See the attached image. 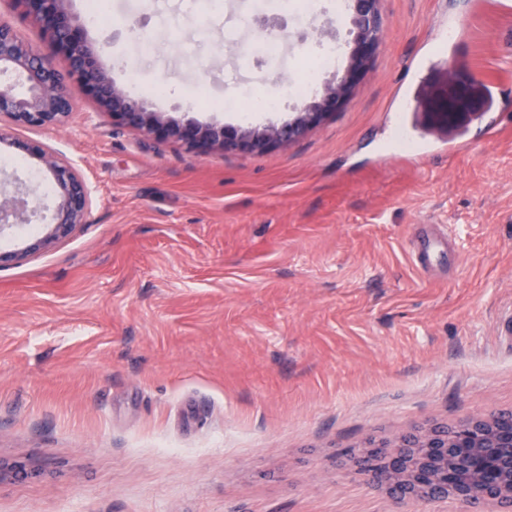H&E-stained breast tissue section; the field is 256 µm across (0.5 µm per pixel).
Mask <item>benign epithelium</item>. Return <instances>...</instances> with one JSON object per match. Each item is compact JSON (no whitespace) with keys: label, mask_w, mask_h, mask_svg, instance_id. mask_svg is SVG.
<instances>
[{"label":"benign epithelium","mask_w":512,"mask_h":512,"mask_svg":"<svg viewBox=\"0 0 512 512\" xmlns=\"http://www.w3.org/2000/svg\"><path fill=\"white\" fill-rule=\"evenodd\" d=\"M67 0H11L48 38L45 54L0 19V122L10 127H54L75 108L70 85L78 87L112 125L136 130L200 153L238 152L258 155L293 143L342 110L367 75L382 40L380 0H353L348 60L336 80L319 97L302 104L294 117L279 126H217L194 120L179 122L136 101L114 84L99 65L83 26L68 13ZM23 86L25 93L16 92ZM435 116L446 127H458L483 111L474 79L448 69L444 95L432 100ZM18 147L49 174L53 205L46 206L20 182L0 193V232L17 224H41L43 235L21 252H1L0 268L28 253L70 237L87 223L91 189L69 164L36 143ZM360 469L384 484L403 501L459 500L476 512H512V427L472 415L454 426L435 427L405 439L393 454L372 446L358 459Z\"/></svg>","instance_id":"7a95c632"}]
</instances>
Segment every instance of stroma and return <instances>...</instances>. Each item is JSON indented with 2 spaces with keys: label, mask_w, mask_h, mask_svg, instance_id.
Instances as JSON below:
<instances>
[{
  "label": "stroma",
  "mask_w": 512,
  "mask_h": 512,
  "mask_svg": "<svg viewBox=\"0 0 512 512\" xmlns=\"http://www.w3.org/2000/svg\"><path fill=\"white\" fill-rule=\"evenodd\" d=\"M383 40L347 107L262 155L203 154L114 127L88 99L64 125L8 130L0 180L49 185L37 142L92 190L88 224L0 269V512H465L404 505L356 460L368 442L512 411V107L447 131L428 108L457 66L512 97L498 0H381ZM88 27L131 97L211 109L273 70L301 75L331 23L279 7L277 63L254 0H108ZM145 23L150 63L118 68ZM181 92H163L162 80ZM429 249L421 268L416 256Z\"/></svg>",
  "instance_id": "stroma-1"
}]
</instances>
